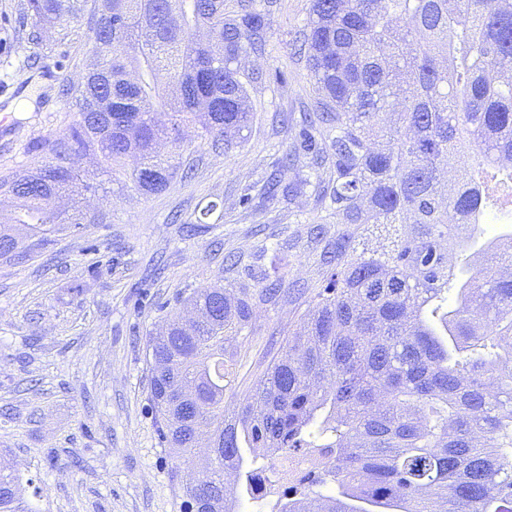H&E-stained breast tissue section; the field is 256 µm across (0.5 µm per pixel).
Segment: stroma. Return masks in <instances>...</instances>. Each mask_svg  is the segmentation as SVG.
<instances>
[{"instance_id":"1","label":"stroma","mask_w":512,"mask_h":512,"mask_svg":"<svg viewBox=\"0 0 512 512\" xmlns=\"http://www.w3.org/2000/svg\"><path fill=\"white\" fill-rule=\"evenodd\" d=\"M309 0H277L265 57L251 61L262 82L248 88L254 114L246 141L231 152L189 127L175 174L162 192L146 194L128 171L111 173L81 159L90 187L59 200L79 206L87 222L22 236L18 257L0 258V462L41 493L36 512H180L183 488L159 442L149 408L147 340L174 310L179 291L224 280V257L262 252L259 269L310 280L302 247H289L314 201L299 197L252 214L242 202L260 185L294 133L281 123L310 100L306 64L289 33ZM67 27L35 29L27 0H0V182L35 172L46 158L38 143L64 135L76 116L63 88L85 73L88 21L98 0ZM208 223L196 218L208 203ZM300 315L262 309L256 332L238 340L225 409H235L263 367L281 355Z\"/></svg>"}]
</instances>
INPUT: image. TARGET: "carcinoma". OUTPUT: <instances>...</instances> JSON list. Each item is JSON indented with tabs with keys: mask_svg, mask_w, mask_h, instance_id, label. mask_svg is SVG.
<instances>
[{
	"mask_svg": "<svg viewBox=\"0 0 512 512\" xmlns=\"http://www.w3.org/2000/svg\"><path fill=\"white\" fill-rule=\"evenodd\" d=\"M273 0H102L77 120L46 141L37 172L4 183L19 200L0 225L43 233L65 217L55 198L90 188L89 151L110 169L135 155L137 187L167 188L184 128L244 139L253 120L242 69L269 45ZM37 23L63 27L78 0H29ZM308 64L314 104L261 193H310L302 221L315 283L224 264V284L194 288L189 321L149 337V406L161 445L184 461L211 445L181 512H512V236L480 242L485 211L512 189V0H310L289 32ZM290 173L288 186L282 177ZM484 263L457 266L471 248ZM454 305L448 306V294ZM305 308L237 410L224 409L225 344L254 332L259 308ZM317 453L321 467L274 501L268 457ZM19 475L0 464V512H32Z\"/></svg>",
	"mask_w": 512,
	"mask_h": 512,
	"instance_id": "carcinoma-1",
	"label": "carcinoma"
}]
</instances>
